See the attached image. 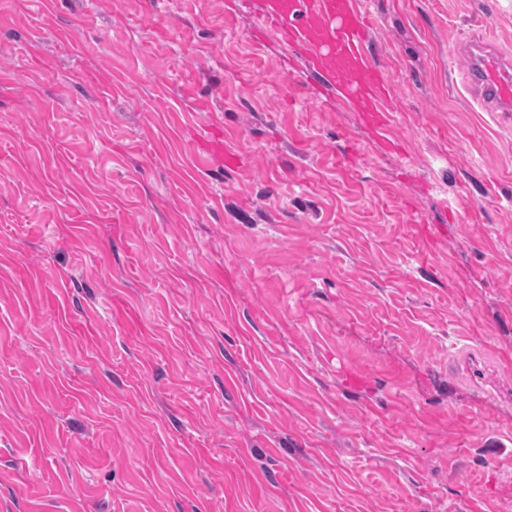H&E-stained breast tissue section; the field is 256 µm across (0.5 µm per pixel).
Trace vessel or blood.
<instances>
[{
  "instance_id": "obj_1",
  "label": "vessel or blood",
  "mask_w": 512,
  "mask_h": 512,
  "mask_svg": "<svg viewBox=\"0 0 512 512\" xmlns=\"http://www.w3.org/2000/svg\"><path fill=\"white\" fill-rule=\"evenodd\" d=\"M261 20L302 54L309 69L327 71L345 101L362 105L368 125L385 130L388 81L369 52L370 22L357 0H264ZM466 54L484 98L512 112V63L480 41L469 43Z\"/></svg>"
}]
</instances>
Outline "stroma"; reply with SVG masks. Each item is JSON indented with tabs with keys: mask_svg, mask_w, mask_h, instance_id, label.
<instances>
[{
	"mask_svg": "<svg viewBox=\"0 0 512 512\" xmlns=\"http://www.w3.org/2000/svg\"><path fill=\"white\" fill-rule=\"evenodd\" d=\"M262 0H0V512H512V0H362L385 139ZM472 79L484 98L496 103L501 112H512V66L487 51L485 43L471 42L466 47Z\"/></svg>",
	"mask_w": 512,
	"mask_h": 512,
	"instance_id": "35a3bbf8",
	"label": "stroma"
}]
</instances>
